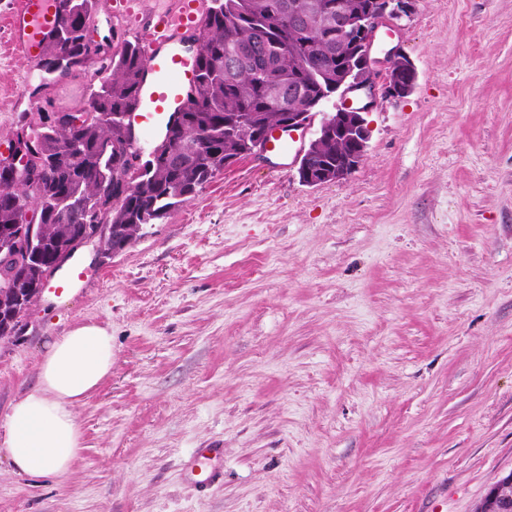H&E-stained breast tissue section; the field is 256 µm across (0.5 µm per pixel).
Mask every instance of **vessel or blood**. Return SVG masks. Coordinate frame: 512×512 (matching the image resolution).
<instances>
[{
  "mask_svg": "<svg viewBox=\"0 0 512 512\" xmlns=\"http://www.w3.org/2000/svg\"><path fill=\"white\" fill-rule=\"evenodd\" d=\"M55 0H18L8 15L9 47L29 64H37L42 40L55 19ZM200 0H175L173 7L154 14L134 35L145 46V76L138 90L137 104L128 116L133 137L131 147L141 151L143 144L162 139L173 116L183 111L187 93L197 77V50L183 42L184 34L197 31L203 23ZM89 277L81 264H74L61 275L52 276V288L66 292ZM216 448L198 449L187 474L204 486L216 479Z\"/></svg>",
  "mask_w": 512,
  "mask_h": 512,
  "instance_id": "1",
  "label": "vessel or blood"
}]
</instances>
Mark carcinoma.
I'll return each instance as SVG.
<instances>
[{
    "label": "carcinoma",
    "mask_w": 512,
    "mask_h": 512,
    "mask_svg": "<svg viewBox=\"0 0 512 512\" xmlns=\"http://www.w3.org/2000/svg\"><path fill=\"white\" fill-rule=\"evenodd\" d=\"M307 2L212 0L195 34L199 73L183 121L135 169L121 121L135 104L144 49L126 41L110 55L97 44L98 72L105 78L90 88V119L75 127L62 117L46 128L41 144L29 151L26 181L11 177L0 158V240L19 247L21 262L14 273L19 294L28 300L38 295L71 245L84 238L94 211L109 216L112 235L135 241L144 225L190 200L232 161L249 157L239 148L238 126L259 132L290 112L320 111L336 93V71L351 44L337 46L330 34L303 35L288 18V5ZM255 38L262 39L263 50L251 67L226 76L224 59ZM42 52L43 83L32 90L34 96L56 77L87 64L83 30L72 20L59 40L45 38ZM288 82L294 99L276 100V85ZM27 205L42 213L32 236L17 223L19 209ZM15 299L4 296L0 336L21 329L25 314Z\"/></svg>",
    "instance_id": "1"
}]
</instances>
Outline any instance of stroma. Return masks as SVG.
Masks as SVG:
<instances>
[{
  "label": "stroma",
  "mask_w": 512,
  "mask_h": 512,
  "mask_svg": "<svg viewBox=\"0 0 512 512\" xmlns=\"http://www.w3.org/2000/svg\"><path fill=\"white\" fill-rule=\"evenodd\" d=\"M0 0V153L23 117L86 108L87 66L39 96ZM382 44L417 80L377 101L360 165L307 186L226 168L97 281L45 288L0 340V431L79 324L112 373L76 410L69 472L0 460V512H474L512 473V0H416ZM217 448L220 480L187 478Z\"/></svg>",
  "instance_id": "obj_1"
}]
</instances>
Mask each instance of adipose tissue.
<instances>
[{
	"label": "adipose tissue",
	"instance_id": "1",
	"mask_svg": "<svg viewBox=\"0 0 512 512\" xmlns=\"http://www.w3.org/2000/svg\"><path fill=\"white\" fill-rule=\"evenodd\" d=\"M112 372V337L80 324L44 348L36 384L10 407L0 457L12 470L40 478L67 473L82 449L75 409Z\"/></svg>",
	"mask_w": 512,
	"mask_h": 512
}]
</instances>
